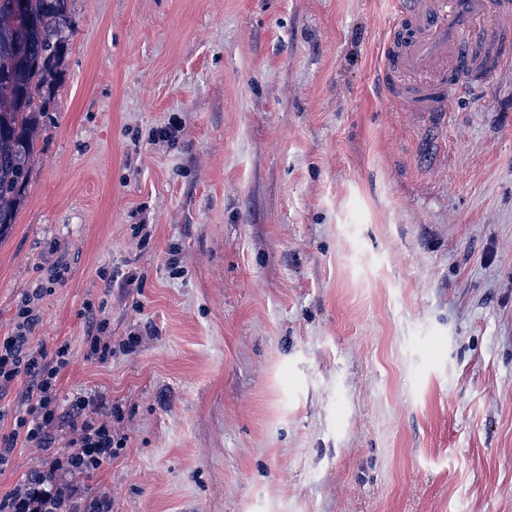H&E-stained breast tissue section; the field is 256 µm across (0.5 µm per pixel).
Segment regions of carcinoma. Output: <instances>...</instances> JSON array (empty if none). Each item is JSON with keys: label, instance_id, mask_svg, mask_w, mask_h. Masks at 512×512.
Here are the masks:
<instances>
[{"label": "carcinoma", "instance_id": "carcinoma-1", "mask_svg": "<svg viewBox=\"0 0 512 512\" xmlns=\"http://www.w3.org/2000/svg\"><path fill=\"white\" fill-rule=\"evenodd\" d=\"M12 2L0 0V231L16 222L41 120L76 33L71 0H25L20 19Z\"/></svg>", "mask_w": 512, "mask_h": 512}]
</instances>
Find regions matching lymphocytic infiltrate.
<instances>
[{"mask_svg": "<svg viewBox=\"0 0 512 512\" xmlns=\"http://www.w3.org/2000/svg\"><path fill=\"white\" fill-rule=\"evenodd\" d=\"M41 289L25 295L10 335L0 336V390L26 379L25 400L13 413L12 429L0 436V472L11 463L17 446L42 451V469L33 478L0 496V512H111L109 498L85 499L77 487L61 486L57 474L83 476L112 457V407L103 395H80L67 425H60L58 381L72 361L69 345L53 353L32 350L31 334L38 315L33 307ZM61 450H53L56 437Z\"/></svg>", "mask_w": 512, "mask_h": 512, "instance_id": "f902f5d3", "label": "lymphocytic infiltrate"}]
</instances>
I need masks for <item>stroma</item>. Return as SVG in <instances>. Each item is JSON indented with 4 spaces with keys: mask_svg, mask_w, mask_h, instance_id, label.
Here are the masks:
<instances>
[{
    "mask_svg": "<svg viewBox=\"0 0 512 512\" xmlns=\"http://www.w3.org/2000/svg\"><path fill=\"white\" fill-rule=\"evenodd\" d=\"M0 336L41 284L112 512H512V66L379 85L390 0H72ZM178 126L176 141L162 132ZM112 358L86 359L93 319Z\"/></svg>",
    "mask_w": 512,
    "mask_h": 512,
    "instance_id": "1",
    "label": "stroma"
}]
</instances>
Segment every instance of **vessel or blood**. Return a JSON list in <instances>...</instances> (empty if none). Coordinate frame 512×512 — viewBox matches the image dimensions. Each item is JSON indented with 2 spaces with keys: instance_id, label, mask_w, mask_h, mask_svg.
<instances>
[{
  "instance_id": "obj_1",
  "label": "vessel or blood",
  "mask_w": 512,
  "mask_h": 512,
  "mask_svg": "<svg viewBox=\"0 0 512 512\" xmlns=\"http://www.w3.org/2000/svg\"><path fill=\"white\" fill-rule=\"evenodd\" d=\"M393 2L381 81L401 111L442 115L449 90L462 88L470 73L486 85L512 63L498 26L512 16V0Z\"/></svg>"
}]
</instances>
